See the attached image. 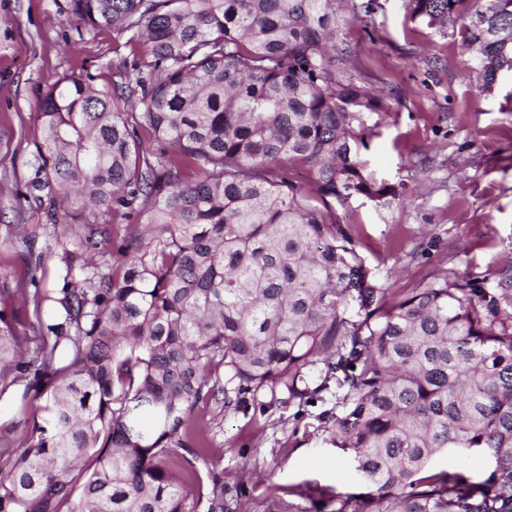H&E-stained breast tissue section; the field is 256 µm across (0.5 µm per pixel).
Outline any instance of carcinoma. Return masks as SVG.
Masks as SVG:
<instances>
[{"label": "carcinoma", "instance_id": "obj_1", "mask_svg": "<svg viewBox=\"0 0 512 512\" xmlns=\"http://www.w3.org/2000/svg\"><path fill=\"white\" fill-rule=\"evenodd\" d=\"M442 36L465 18L476 81L512 73V0H404ZM87 33L130 49L99 86H47L22 199L54 220L56 199L90 203L93 266L64 252L62 288L36 293L35 354H19L13 291L0 288V371L33 376L27 445L0 473V512H228L224 478L201 473L212 404L240 409L277 384L313 403L350 453L362 491L333 512H512V294L465 274L387 297L379 269L331 209L381 202L361 151L385 99L348 75L336 0H66ZM163 141L164 151L149 142ZM308 171L323 207L292 180ZM127 225L108 247L107 225ZM83 278H76V274ZM151 419L143 423L144 416ZM484 472L437 469L441 453Z\"/></svg>", "mask_w": 512, "mask_h": 512}]
</instances>
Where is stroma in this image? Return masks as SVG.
Instances as JSON below:
<instances>
[{"label": "stroma", "instance_id": "stroma-1", "mask_svg": "<svg viewBox=\"0 0 512 512\" xmlns=\"http://www.w3.org/2000/svg\"><path fill=\"white\" fill-rule=\"evenodd\" d=\"M341 14L336 44L350 52L349 74L391 94L388 111L369 118L362 158L377 182L406 187L386 204L357 199L340 210L358 251L393 296L453 272L496 287L512 272V76L478 92L461 34L443 37L406 21L402 0H376L367 15L348 6ZM115 40L109 30L78 31L57 0H0V284L14 291L30 349L41 334L35 290L61 288L64 251L99 252L74 220L77 205L57 207L50 221L21 199L41 94L72 72L116 81ZM22 386L11 371L0 379V470L23 447ZM335 408L331 389L302 406L274 403L264 392L238 410L199 409L196 423L209 441V465L223 473L225 501L237 512H316L306 486L358 491L349 454L319 428V415Z\"/></svg>", "mask_w": 512, "mask_h": 512}]
</instances>
